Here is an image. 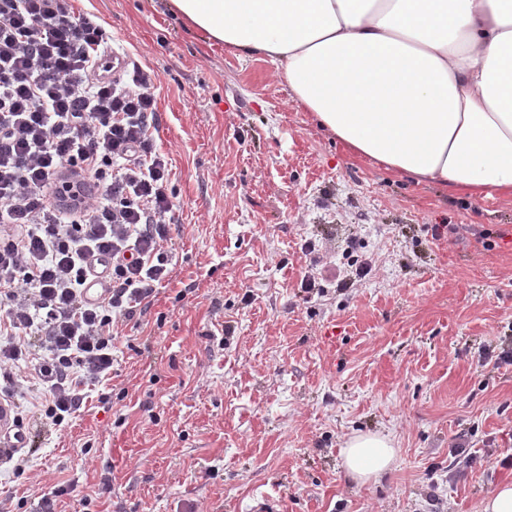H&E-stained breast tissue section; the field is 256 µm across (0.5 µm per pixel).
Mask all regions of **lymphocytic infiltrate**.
I'll return each instance as SVG.
<instances>
[{"mask_svg":"<svg viewBox=\"0 0 512 512\" xmlns=\"http://www.w3.org/2000/svg\"><path fill=\"white\" fill-rule=\"evenodd\" d=\"M109 37L70 0H0V400L61 429L107 380L114 326L170 280L175 190L153 71L95 74ZM112 289H82L99 265Z\"/></svg>","mask_w":512,"mask_h":512,"instance_id":"lymphocytic-infiltrate-1","label":"lymphocytic infiltrate"}]
</instances>
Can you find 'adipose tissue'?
<instances>
[{"instance_id": "1", "label": "adipose tissue", "mask_w": 512, "mask_h": 512, "mask_svg": "<svg viewBox=\"0 0 512 512\" xmlns=\"http://www.w3.org/2000/svg\"><path fill=\"white\" fill-rule=\"evenodd\" d=\"M240 58L275 67L354 154L419 182L512 197V0H168ZM348 478L378 481L391 435L354 434Z\"/></svg>"}]
</instances>
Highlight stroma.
Segmentation results:
<instances>
[{"label": "stroma", "instance_id": "1", "mask_svg": "<svg viewBox=\"0 0 512 512\" xmlns=\"http://www.w3.org/2000/svg\"><path fill=\"white\" fill-rule=\"evenodd\" d=\"M72 6L157 76L174 270L119 326L111 380L62 430L30 420L26 473L0 466V512H248L264 493L280 512H479L512 483V363L490 351L512 340V198L352 155L270 62L166 0ZM330 238L338 264L370 271L304 292ZM354 432L394 437L380 482L346 480Z\"/></svg>", "mask_w": 512, "mask_h": 512}]
</instances>
